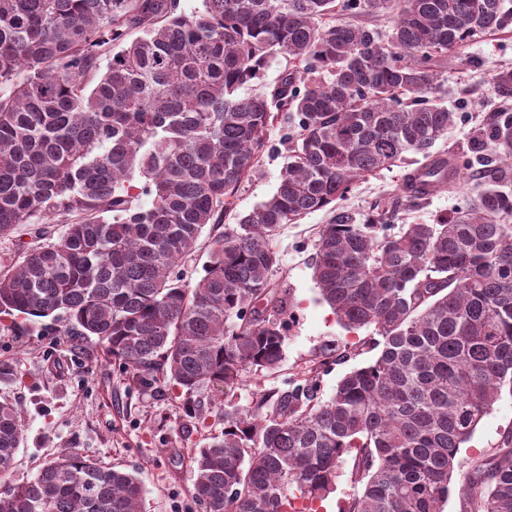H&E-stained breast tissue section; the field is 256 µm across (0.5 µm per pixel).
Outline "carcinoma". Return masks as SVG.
<instances>
[{"label":"carcinoma","mask_w":512,"mask_h":512,"mask_svg":"<svg viewBox=\"0 0 512 512\" xmlns=\"http://www.w3.org/2000/svg\"><path fill=\"white\" fill-rule=\"evenodd\" d=\"M0 0V236L64 231L0 277V314L53 317L104 345L135 384L232 391L284 361L289 294L270 239L353 184L397 164V201L322 225L314 275L351 329L375 328L377 358L333 394L321 354L254 409L224 403V430L193 455L202 512H312L351 462L343 512H441L457 455L503 390L512 394V109L483 118L468 159L432 148L456 113L435 67L477 36L512 28V0ZM391 16L388 34L358 23ZM333 15L347 20L328 23ZM132 30L140 36L126 42ZM112 62L94 86L99 52ZM268 92L241 97L277 56ZM493 84L512 96V67ZM291 115L276 192L211 242L203 275L181 260L232 209L278 113ZM478 166L467 207L400 224ZM150 206L138 204L141 197ZM21 428L0 403V476ZM462 512H512V433L461 473ZM141 480L78 452L4 485L0 512H141Z\"/></svg>","instance_id":"cac0c4a2"}]
</instances>
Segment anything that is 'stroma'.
Returning <instances> with one entry per match:
<instances>
[{
  "mask_svg": "<svg viewBox=\"0 0 512 512\" xmlns=\"http://www.w3.org/2000/svg\"><path fill=\"white\" fill-rule=\"evenodd\" d=\"M512 66V30L487 34L471 42L463 60H448L437 69L445 105L458 114L440 151L464 154L475 146L483 117L503 103L492 78ZM283 153L265 152L256 173L234 196L232 210L222 216L234 225L276 190L284 165ZM403 168L395 167L356 183L341 205L356 214L369 212L375 201L395 198ZM470 181L443 190L404 211L403 223L434 224L464 206ZM330 209L309 213L283 225L270 245L279 255L273 279L290 292V314L284 345L285 360L278 373L248 374L230 395L205 388L192 395L169 382L133 384L112 361L104 345L65 335V324L52 318L11 320L0 316V400L18 412L23 440L9 484L35 477L45 460L67 450L93 456L103 463L135 473L145 489V512H197L191 498L194 470L191 458L223 427L224 401L251 407L262 390L284 387L292 374L335 345L356 348L354 365L375 358L365 346L368 329L350 331L340 325L322 300L313 276L317 231L329 223ZM201 404L203 418L188 412ZM512 432V393L502 392L478 424L458 456L469 459L493 452Z\"/></svg>",
  "mask_w": 512,
  "mask_h": 512,
  "instance_id": "35a3bbf8",
  "label": "stroma"
}]
</instances>
